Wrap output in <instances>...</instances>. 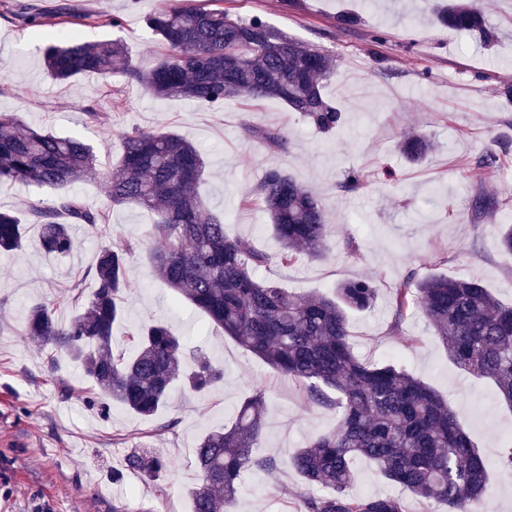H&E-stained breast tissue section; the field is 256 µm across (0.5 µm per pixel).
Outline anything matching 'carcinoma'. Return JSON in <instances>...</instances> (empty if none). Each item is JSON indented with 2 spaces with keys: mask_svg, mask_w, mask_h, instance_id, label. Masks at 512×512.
<instances>
[{
  "mask_svg": "<svg viewBox=\"0 0 512 512\" xmlns=\"http://www.w3.org/2000/svg\"><path fill=\"white\" fill-rule=\"evenodd\" d=\"M435 20L456 32L496 38L483 6L444 0ZM167 53L148 71L131 65L119 40L55 42L44 48L48 76L68 81L78 75L121 73L149 94L185 99L211 108L227 98L281 100L316 128L343 124L342 112L324 96L335 64L316 47L275 29L263 19L233 18L224 9L196 0H175L145 18ZM238 65L224 68V53ZM425 134L401 142L411 163L434 151ZM205 161L196 147L172 131L138 130L122 139L117 166L103 172L108 204L91 208L69 187L98 174L92 147L78 136L59 137L29 126L17 112H0V188L17 183L59 190L49 203L34 206L26 219L0 209V251L23 247L25 223L40 228L41 248L66 256L74 248L71 225L90 233L108 224L112 207L136 204L154 216L149 235L162 247L149 252L157 278L180 302L204 313L244 350L262 359L303 390L308 403L336 412L335 430L309 439L291 455L259 454L266 421L265 396L255 391L235 421L206 433L194 449L199 483L192 512H224L248 471H296L322 494H298V512H405L398 496L349 493L352 463L361 459L422 501L431 512H486L489 463L459 422L456 411L432 387L394 364H370L353 351L349 315L371 308L378 297L374 279L338 283L333 294H296L279 283L259 280L255 271L271 260L290 265L300 251L312 260L330 250L320 199L280 166L270 165L255 188L270 230L280 244L271 256L249 238L230 236L224 216L208 208L197 191ZM479 213L499 207V197L479 190ZM139 242L102 248L95 260V290L67 322L57 309L78 300L38 302L28 311L26 334L55 353H65L99 392L104 407L120 405L150 418L168 401L176 384L205 394L224 380V370L203 353L186 367L182 337L161 323L143 324L115 342L122 320L127 263ZM392 330L417 311L441 338L449 359L461 370L490 379L512 407V305L498 301L475 278L432 273L407 276L391 295ZM158 484L169 472L164 456L134 451L123 470Z\"/></svg>",
  "mask_w": 512,
  "mask_h": 512,
  "instance_id": "1",
  "label": "carcinoma"
}]
</instances>
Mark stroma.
Segmentation results:
<instances>
[{"mask_svg": "<svg viewBox=\"0 0 512 512\" xmlns=\"http://www.w3.org/2000/svg\"><path fill=\"white\" fill-rule=\"evenodd\" d=\"M165 0H0V112H18L31 126L59 136L78 135L103 166L117 162L122 138L137 130L174 131L191 141L206 161L199 186L227 230L256 241L270 254L279 244L253 190L268 165L279 164L322 200L330 226L326 259L271 262L256 276L297 293H332L337 282L375 278L373 309L350 314L355 354L376 364L393 363L437 390L454 408L479 452L495 461L512 443V409L488 380L459 370L442 341L416 314L391 331L390 291L408 275L433 272L475 277L501 302H512V257L498 247L500 225L512 224V0H483L497 40L460 34L434 19V0H219L229 15L261 17L282 32L317 46L337 62L323 92L342 110L344 123L316 129L276 99H226L217 109L157 98L124 76L80 75L52 81L43 68L44 41L16 16L55 14L67 21L47 31L80 41L123 40L133 65L149 70L164 46L146 27V16ZM358 16L342 28L340 14ZM91 14L119 19V26L88 24ZM104 112V123L82 124V108ZM283 132L285 147L271 146L266 132ZM411 133L435 143L422 164L406 162L400 142ZM502 154L492 180L474 168L487 152ZM365 176L356 191H343L348 170ZM500 193L507 206L476 214L478 189ZM153 222L134 204L112 208L110 222L91 234L77 230L70 256L36 249L39 229L27 225L24 248L0 254V512H191L198 479L193 453L200 437L234 421L254 390L265 394L267 417L259 451L282 454L331 431L335 412L309 407L295 382L244 351L203 313L175 304L174 294L146 260L156 248L147 235ZM132 239L141 247L128 262L125 312L114 330L124 339L133 327L160 321L223 368L224 381L197 395L174 389L168 404L149 420L120 406L103 408L74 363L46 353L25 331L28 307L77 291L89 299L95 257L102 247ZM434 255L438 264L429 265ZM133 448H152L171 462L162 486L127 475L113 483L112 469ZM357 495L402 496L406 512H425L411 494L364 461L353 463ZM304 485L292 469L246 473L237 512H296Z\"/></svg>", "mask_w": 512, "mask_h": 512, "instance_id": "35a3bbf8", "label": "stroma"}]
</instances>
